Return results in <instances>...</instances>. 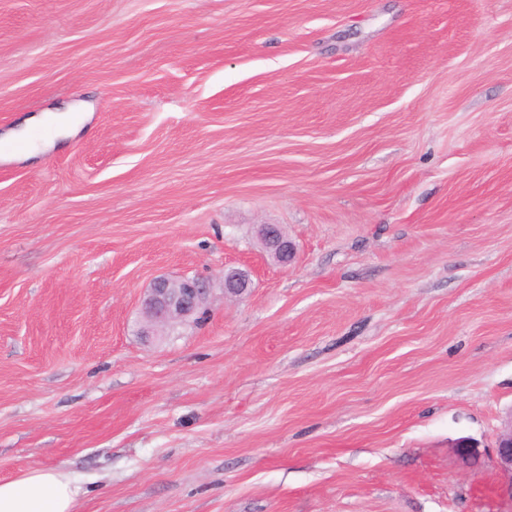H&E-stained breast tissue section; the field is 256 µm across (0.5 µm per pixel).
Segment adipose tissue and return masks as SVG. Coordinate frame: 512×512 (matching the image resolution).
<instances>
[{"instance_id":"1","label":"adipose tissue","mask_w":512,"mask_h":512,"mask_svg":"<svg viewBox=\"0 0 512 512\" xmlns=\"http://www.w3.org/2000/svg\"><path fill=\"white\" fill-rule=\"evenodd\" d=\"M74 500L70 480L53 469L0 481V512H72Z\"/></svg>"}]
</instances>
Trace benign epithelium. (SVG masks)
<instances>
[{
  "mask_svg": "<svg viewBox=\"0 0 512 512\" xmlns=\"http://www.w3.org/2000/svg\"><path fill=\"white\" fill-rule=\"evenodd\" d=\"M266 249L282 266L292 264L297 256L292 241L281 236L272 225L262 229ZM251 287L247 273L224 274V293L241 295ZM208 282L199 277L158 278L147 289L141 307L143 336H154L159 330L182 323L200 311L208 302ZM494 465L503 478L502 493L512 499V412L502 421L496 436Z\"/></svg>",
  "mask_w": 512,
  "mask_h": 512,
  "instance_id": "1",
  "label": "benign epithelium"
}]
</instances>
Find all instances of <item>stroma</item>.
<instances>
[{
  "instance_id": "1",
  "label": "stroma",
  "mask_w": 512,
  "mask_h": 512,
  "mask_svg": "<svg viewBox=\"0 0 512 512\" xmlns=\"http://www.w3.org/2000/svg\"><path fill=\"white\" fill-rule=\"evenodd\" d=\"M71 107L0 154V480L57 470L74 512H512V0H0V139ZM183 274L204 313L140 335ZM80 112H52L42 118L41 124L51 142L54 138L66 136L68 130L76 127L83 122ZM262 235L266 249L280 265L288 266L295 261L297 256L295 245L281 236L274 226H264ZM494 465L503 478L502 493L512 500V411L496 436Z\"/></svg>"
}]
</instances>
